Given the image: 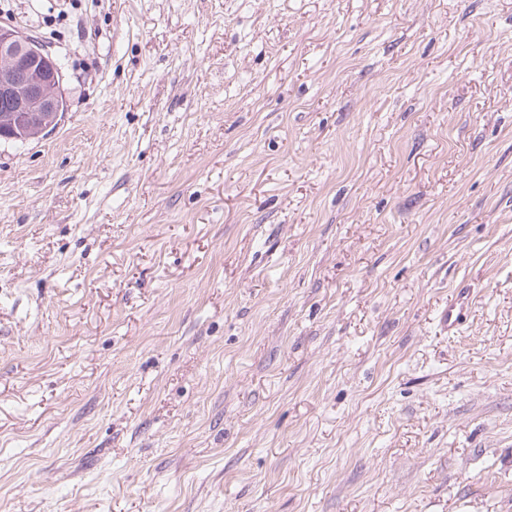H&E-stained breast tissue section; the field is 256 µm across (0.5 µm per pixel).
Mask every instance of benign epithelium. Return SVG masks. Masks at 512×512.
I'll use <instances>...</instances> for the list:
<instances>
[{
  "label": "benign epithelium",
  "instance_id": "obj_1",
  "mask_svg": "<svg viewBox=\"0 0 512 512\" xmlns=\"http://www.w3.org/2000/svg\"><path fill=\"white\" fill-rule=\"evenodd\" d=\"M0 60V99L10 103L0 138L29 140L56 126L66 107L59 63L13 27H0Z\"/></svg>",
  "mask_w": 512,
  "mask_h": 512
}]
</instances>
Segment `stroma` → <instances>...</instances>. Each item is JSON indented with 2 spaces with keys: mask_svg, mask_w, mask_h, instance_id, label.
Segmentation results:
<instances>
[{
  "mask_svg": "<svg viewBox=\"0 0 512 512\" xmlns=\"http://www.w3.org/2000/svg\"><path fill=\"white\" fill-rule=\"evenodd\" d=\"M1 26L67 109L0 141V512H512V0ZM467 299V296L459 294L450 300L448 306L441 311L439 322L444 331L452 333L461 324L467 312Z\"/></svg>",
  "mask_w": 512,
  "mask_h": 512,
  "instance_id": "1",
  "label": "stroma"
}]
</instances>
